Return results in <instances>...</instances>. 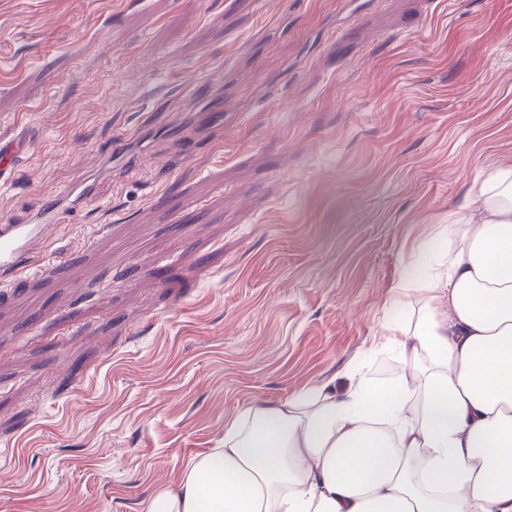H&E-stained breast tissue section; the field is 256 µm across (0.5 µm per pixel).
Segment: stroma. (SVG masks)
<instances>
[{
	"instance_id": "stroma-1",
	"label": "stroma",
	"mask_w": 512,
	"mask_h": 512,
	"mask_svg": "<svg viewBox=\"0 0 512 512\" xmlns=\"http://www.w3.org/2000/svg\"><path fill=\"white\" fill-rule=\"evenodd\" d=\"M512 0H0V512H144L245 407L356 368L512 165ZM223 128L195 124L211 106ZM87 192L81 185H75L68 192V206L65 208L59 199L49 200L27 223H11L0 220V271L9 274L18 269L36 244L41 242L47 229L53 224H61L64 212L79 206Z\"/></svg>"
}]
</instances>
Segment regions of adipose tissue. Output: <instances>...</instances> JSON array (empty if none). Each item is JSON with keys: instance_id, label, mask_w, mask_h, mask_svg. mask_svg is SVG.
Masks as SVG:
<instances>
[{"instance_id": "ef3b65f1", "label": "adipose tissue", "mask_w": 512, "mask_h": 512, "mask_svg": "<svg viewBox=\"0 0 512 512\" xmlns=\"http://www.w3.org/2000/svg\"><path fill=\"white\" fill-rule=\"evenodd\" d=\"M380 340L408 371L312 382L224 424L145 512H512V167L448 211Z\"/></svg>"}]
</instances>
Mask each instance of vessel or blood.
Here are the masks:
<instances>
[{
	"label": "vessel or blood",
	"mask_w": 512,
	"mask_h": 512,
	"mask_svg": "<svg viewBox=\"0 0 512 512\" xmlns=\"http://www.w3.org/2000/svg\"><path fill=\"white\" fill-rule=\"evenodd\" d=\"M85 197V190L77 185L69 190L67 202L51 199L27 222L0 220V272L9 274L17 270L21 261L44 239L48 228L61 223L65 210L76 208Z\"/></svg>",
	"instance_id": "vessel-or-blood-1"
}]
</instances>
